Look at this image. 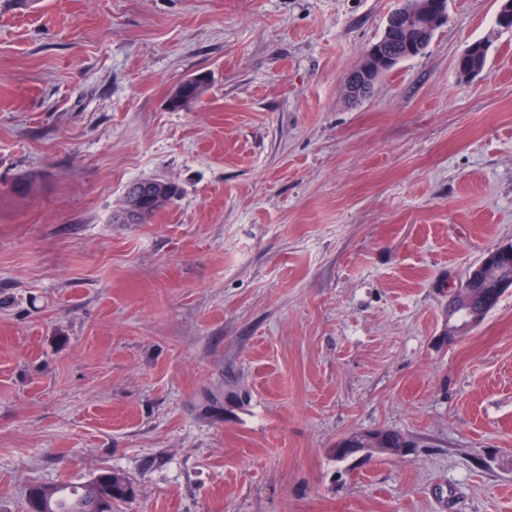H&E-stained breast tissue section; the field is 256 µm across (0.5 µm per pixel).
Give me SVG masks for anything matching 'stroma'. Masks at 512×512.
<instances>
[{
  "label": "stroma",
  "mask_w": 512,
  "mask_h": 512,
  "mask_svg": "<svg viewBox=\"0 0 512 512\" xmlns=\"http://www.w3.org/2000/svg\"><path fill=\"white\" fill-rule=\"evenodd\" d=\"M399 5L0 0V512L102 468L112 512H512V289L445 335L512 245V30L448 0L349 99ZM381 428L415 448L335 460ZM371 45L365 54L363 63L345 77V88L352 99L361 98L372 88L378 75L386 65L400 58L402 53L392 54V58L383 57L378 46ZM403 57V55L401 56ZM510 247V252L507 250H499L504 247H498L492 250H489L482 260H484L488 254H491L488 258L489 267L487 268L489 271H492V275L488 276L487 279L479 284L473 285L470 288L471 282L475 279H480L486 275V267L485 263H481L480 265L474 267L470 270L468 276L465 281L455 288L458 291H466L467 288H470L468 298L461 299L462 304L465 306H460V317L463 320L460 324H450L451 319L448 317V337L456 336L461 333L463 330L476 325L478 322V315H471L469 318V324L464 321L466 318L473 313V311L483 312L484 310V318L487 313L495 307L499 298L502 295H499L496 291L498 288H494V279L498 272L506 273L508 276L512 275V245ZM483 318V319H484Z\"/></svg>",
  "instance_id": "1"
}]
</instances>
